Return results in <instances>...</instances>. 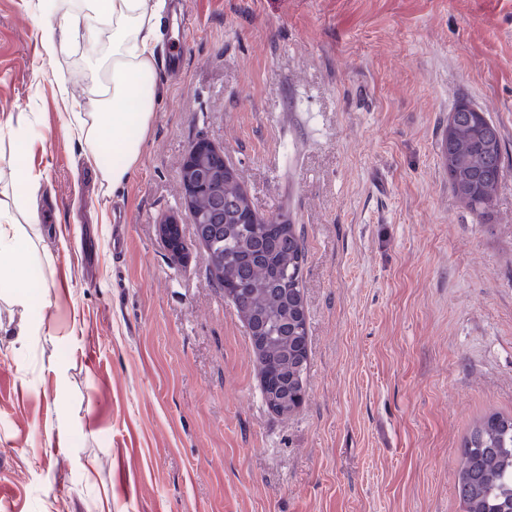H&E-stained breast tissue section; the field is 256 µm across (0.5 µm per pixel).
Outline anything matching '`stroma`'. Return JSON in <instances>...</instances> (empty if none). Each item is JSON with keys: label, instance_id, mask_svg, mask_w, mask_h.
Listing matches in <instances>:
<instances>
[{"label": "stroma", "instance_id": "1", "mask_svg": "<svg viewBox=\"0 0 512 512\" xmlns=\"http://www.w3.org/2000/svg\"><path fill=\"white\" fill-rule=\"evenodd\" d=\"M186 2L184 23L155 20L154 117L105 196L56 95L66 79L94 111L92 47L48 59L47 17L0 0V121L36 126L46 288L22 343L0 301V512H462L465 435L512 415V0ZM461 101L506 144L485 217L438 151ZM199 139L261 217L304 230L308 361L288 415L263 401L182 203ZM173 214L179 261L157 234ZM209 155L214 157L216 160H221L224 166L221 165L220 173H224V178H231L236 180L243 193L248 197L247 192L245 191L242 182L240 180L239 173L236 168H233L228 161L224 157V152L213 145L208 140H203L195 144L194 149L190 152V149L187 151L183 162H182V172L181 176L184 182L182 184L183 188V201L184 205L189 212H192L191 204L195 197V195L201 190L204 178H198L195 174L196 170H198L199 166V156ZM249 198V197H248Z\"/></svg>", "mask_w": 512, "mask_h": 512}]
</instances>
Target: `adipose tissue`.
<instances>
[{
    "label": "adipose tissue",
    "mask_w": 512,
    "mask_h": 512,
    "mask_svg": "<svg viewBox=\"0 0 512 512\" xmlns=\"http://www.w3.org/2000/svg\"><path fill=\"white\" fill-rule=\"evenodd\" d=\"M164 5L165 0H40L42 12L53 18L42 33L49 56L67 53L82 41L99 47L89 74L95 111H82L66 82H59L58 94L69 108L68 128L79 139L106 195L127 182L154 117L158 80L152 20ZM106 25L111 35L103 45L99 39ZM34 133L30 122L21 118L9 126L12 175L21 189L17 205L28 212L34 210L40 191L27 162ZM40 234L39 225L23 229L0 206V299L18 308L21 339L31 331V311L40 298L36 265L30 259L32 240Z\"/></svg>",
    "instance_id": "adipose-tissue-1"
}]
</instances>
